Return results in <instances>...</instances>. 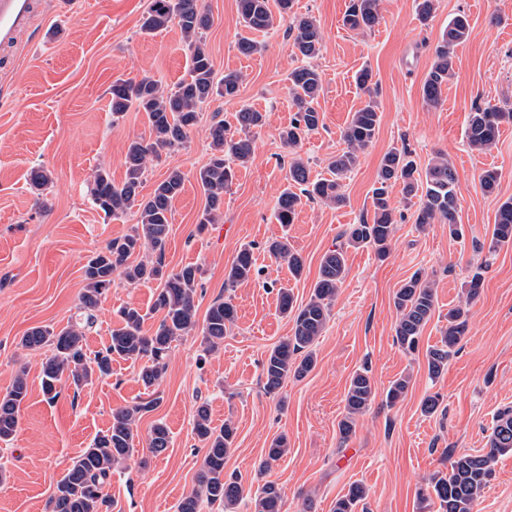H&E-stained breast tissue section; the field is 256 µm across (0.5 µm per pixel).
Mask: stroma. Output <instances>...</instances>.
<instances>
[{
	"label": "stroma",
	"mask_w": 512,
	"mask_h": 512,
	"mask_svg": "<svg viewBox=\"0 0 512 512\" xmlns=\"http://www.w3.org/2000/svg\"><path fill=\"white\" fill-rule=\"evenodd\" d=\"M149 3L41 0L23 38L0 52V394L21 370L29 388L15 434L0 441V463L6 465L0 512H44L73 459L111 425L113 409L156 396L159 406L138 423L132 460L112 472L103 512H175L196 487L205 454L193 433L202 402L214 426L229 421L236 428L224 463L225 475L244 489L236 512H254L252 500L268 482L281 487L284 512H332L354 483L365 487L369 512H438L424 497L429 480L448 473L451 457L486 452L495 416L512 408V245L490 246L497 210L512 199V121L500 125L489 151L472 149L465 137L474 107L512 111V0H436L433 18L424 23L416 0H380L379 24L362 34L342 25L349 0H295L293 16L256 34L261 49L250 56L237 49L245 33L237 0H201L213 19L203 34L213 68L220 77L240 74L239 91L204 105L186 143L148 164L142 193L150 195L170 170L184 173V190L172 203L166 267H199L198 316L221 297L232 302L237 318L218 350H205L198 329L174 342L166 371L152 388L139 380L138 365L117 360L111 376L77 391L61 387L50 401L41 390L42 354L23 349L21 339L33 327L58 330L78 318L88 258L131 233L137 222L131 212L105 215L91 194L95 170H107L121 183L128 144L150 137L145 113L113 118L112 83L150 76L171 87L191 65L176 25L142 32ZM460 13L469 18L470 36L454 49V74L441 101L427 104L422 85L434 49ZM297 14L313 17L321 31L311 64L322 79V125L292 155L279 133L296 111L289 76L304 64L289 34ZM365 68L371 80L362 89L355 76ZM369 100L380 113V128L343 182L345 204L306 201L293 224H277L274 212L291 157L301 158L312 176H326L328 158L345 147L341 132L351 113ZM245 105L266 114L264 125L251 133L254 156L225 192L220 219L199 228L205 197L196 173L210 158L209 129L218 120L235 128V115ZM394 147L407 148L421 169L436 153L448 156L458 175L462 237H449L440 222L419 227V199H404L392 188L400 220L388 257L378 258L369 247L348 249L347 277L314 347L313 370L288 378L278 396L266 395L262 363L292 328L278 309L280 289H290L297 303L308 301L323 255L342 244L348 225L371 218L379 165ZM38 166L53 179L40 193L29 179ZM492 168L499 184L488 194L481 177ZM283 235L303 261L301 276L264 249ZM245 245L254 248L258 272L227 286L226 273ZM479 266L483 285L471 299L466 282ZM418 270L433 283L436 309L419 349L409 352L395 341L394 294ZM155 289V283H131L114 273L86 333L87 353L107 345L122 307L146 312L143 329L153 331L161 319L151 310ZM460 304L469 307L468 331L447 368L430 377L425 349L440 341L449 308ZM363 368L377 395L344 442L337 424L350 379ZM403 375L410 378L407 393L387 403V389ZM430 396L438 397L439 408L427 415L422 402ZM159 421L171 443L156 456L149 437ZM280 436L288 440L287 454L266 463L272 440ZM474 512H512L511 453L499 456Z\"/></svg>",
	"instance_id": "1"
}]
</instances>
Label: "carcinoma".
Listing matches in <instances>:
<instances>
[{
  "mask_svg": "<svg viewBox=\"0 0 512 512\" xmlns=\"http://www.w3.org/2000/svg\"><path fill=\"white\" fill-rule=\"evenodd\" d=\"M238 7L243 26L248 30L260 32L273 26L270 0H238ZM378 20L379 0H350L342 25L349 30L363 32L373 28ZM172 22L179 26L188 41L191 52L189 77L171 89L150 77L138 82L118 79L112 83L113 118L117 119L131 108H136L147 117L150 138L129 143L122 183H113L111 174L106 170H97L93 177V200L97 208L108 216H119L134 208L136 227L132 233L110 241L87 260L83 267L85 288L81 294L82 314L78 321L58 332L49 327H35L21 340L22 347L26 349H47L42 361L41 384L44 395L50 400L58 396V387L64 382L77 391L95 377L111 375L112 362L118 359L144 361L139 378L149 389L161 379L172 343L196 327L195 294L199 268L187 265L176 272L164 271L170 233L168 215L173 200L184 188L185 175L178 169L171 170L145 199L140 197V188L148 161L164 151L182 146L190 130L198 123L203 106L214 96H236L239 79L234 75L220 79L215 76L212 61L202 42V35L212 20L200 5V0H150L141 29L145 33H154ZM469 33L470 23L466 15L458 14L448 22L422 86L426 102L435 104L440 100L452 69V50L465 41ZM292 35L295 54L304 59L317 55L320 31L316 20L309 17L295 19ZM290 81L296 113L288 127L281 130L280 141L293 154L303 139L321 125L317 109L321 78L313 67L304 65L290 74ZM505 119L511 120L512 112L486 108L471 113L466 128L470 147L491 149ZM236 122L242 132L239 137L230 134L222 120L210 127L211 156L196 174L206 198V208L199 221L201 228L213 223L224 207V192L235 176L231 163L243 167L250 162L254 148L247 134L264 125L265 113L244 106L237 112ZM379 125V112L370 102L352 113L342 131L346 150L330 160L329 179L311 177L308 166L300 159H293L288 167V187L277 201V222L293 223L304 198L342 205L345 202L342 181L355 167L358 153L375 139ZM457 181L455 168L444 156L431 159L424 175L420 176L411 153L406 149L392 148L385 153L372 189V221L363 220L349 225L342 233L345 244L324 254L307 303L298 306L290 290L282 288L279 291V308L281 313L291 318L292 333L272 348L263 363L265 394L277 395L288 376L302 378L314 368L315 343L326 326L330 304L347 276L346 248L370 247L381 258L389 253L396 224L389 188L399 183L405 197L421 195L415 223L425 226L437 220L446 221L448 234L457 238L461 234L456 221ZM507 244H512V200L502 203L497 211L490 247L494 249ZM267 250L275 258L287 262L294 276L301 275L302 259L288 248L287 242L274 240L268 244ZM119 269L131 282H159L152 309L162 313V318L155 331L148 334L143 331L145 315L140 308H121V325L112 330L108 345L91 358L84 349L85 330L93 323L94 311L101 298L111 290L112 275ZM254 270L253 247L244 246L228 269L227 282L236 284L248 280ZM394 305L399 312L395 324L396 340L404 349L414 351L436 308L435 295L427 276L416 272L406 280L395 293ZM234 321L235 310L231 301H214L206 312L202 329L205 349L211 351L223 345L224 336ZM467 329L468 310L462 306L448 309V327L441 338V345L427 350L431 376L442 373ZM27 396L28 383L25 372L21 370L6 393L0 395V441H8L16 431L21 405ZM375 396L376 390L367 370L351 377L345 395L344 415L338 422L342 441H347L353 434L356 420L370 407ZM159 404L160 398L153 397L112 411V425L72 462L46 501L45 512H102V506L107 503L104 490L110 483L112 470L132 458L138 422ZM194 432L205 447L197 477L198 487L178 502L176 510L201 512L202 506L207 504L230 512L243 496L236 479L224 476V459L233 445L236 428L228 421L219 428L211 426L209 408L203 402L195 411ZM169 446L167 427L160 422L155 423L149 448L153 453L161 454ZM508 452H512V408H505L497 414L487 452L456 456L450 462L448 474L432 480L431 488L439 502V512H473L477 498L493 476L496 458ZM365 498V488L353 484L345 495L336 500L333 512H357ZM254 507L255 512H282L283 495L278 485L265 483L255 494Z\"/></svg>",
  "mask_w": 512,
  "mask_h": 512,
  "instance_id": "cac0c4a2",
  "label": "carcinoma"
}]
</instances>
